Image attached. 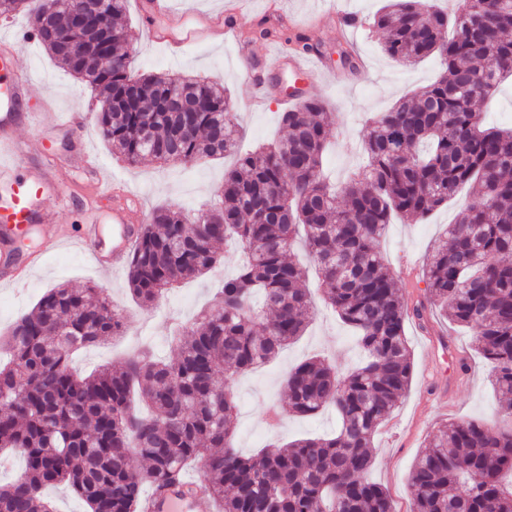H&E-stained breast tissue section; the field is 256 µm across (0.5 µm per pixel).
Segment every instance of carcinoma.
Returning a JSON list of instances; mask_svg holds the SVG:
<instances>
[{"label": "carcinoma", "mask_w": 512, "mask_h": 512, "mask_svg": "<svg viewBox=\"0 0 512 512\" xmlns=\"http://www.w3.org/2000/svg\"><path fill=\"white\" fill-rule=\"evenodd\" d=\"M127 0H104L106 31L72 23L65 5L44 16L43 0H0V15L27 16L39 42L64 69L87 81L99 103L96 126L129 164L236 157L197 211L160 205L137 233L128 287L142 307L175 283L214 271L217 248L233 241L244 257L174 337L168 362L143 349L117 367L85 376L75 352L123 332L104 290L58 286L13 324L0 346V450L25 467L0 485V512H52L44 490L68 485L90 512H144L145 488L162 492L195 465L219 512H394L369 478L374 436L412 377L405 324L425 327L430 306L469 328L491 360L498 418L444 424L409 472L410 512H512V129L473 120L474 104L512 76V0H473L450 13L425 0H389L374 19L384 51L405 65L435 55L430 85L401 97L369 126L365 169L341 191L321 174L330 141L325 103L302 99L281 113L283 135L241 154L237 113L224 88L168 74L133 73L120 19ZM453 26V37L443 30ZM259 38L309 50L282 24ZM467 186L471 200L448 225L424 270L425 300L412 305L380 251L393 216L423 218ZM303 236L322 298L357 335L361 362L346 371L318 357L285 379L288 414L332 409L336 432L244 456L235 448L236 378L276 359L308 325L311 291L289 257Z\"/></svg>", "instance_id": "obj_1"}]
</instances>
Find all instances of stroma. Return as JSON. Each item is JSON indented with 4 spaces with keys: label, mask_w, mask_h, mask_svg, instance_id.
<instances>
[{
    "label": "stroma",
    "mask_w": 512,
    "mask_h": 512,
    "mask_svg": "<svg viewBox=\"0 0 512 512\" xmlns=\"http://www.w3.org/2000/svg\"><path fill=\"white\" fill-rule=\"evenodd\" d=\"M139 0H128L126 27L128 43L135 55L136 73H171L196 77L224 86L238 114L241 146L250 149L277 137L284 110L277 98H270L259 111L251 110V88L239 77V46H247L255 58L278 53L276 44L256 39L255 33L280 19L293 34L299 35L316 51L334 53L336 47L349 49L362 60L366 74L350 82L349 71L332 62L326 75L304 76L305 96L325 101L332 113L329 130L331 147L325 158V173L330 182L341 183L365 162L362 152L365 126L375 114L388 111L399 98L432 83L441 70L438 57L406 66L386 55L383 32L373 24L374 16L386 0H240V11L229 22L238 28L241 44L202 41L187 47L178 62L148 37L138 8ZM355 11L364 23L356 33L338 30L335 12ZM14 55L28 71L31 103L50 101L60 112L95 113L96 101L85 83L60 68L37 43H18ZM20 136L28 140L27 161L45 163L53 156H68L76 144L98 156L106 175L121 180L120 192L103 190L83 169L71 170L68 181L70 202L60 206L49 200L45 211L56 214L68 239L56 242L42 234L34 236V250L43 252L44 263L28 282L18 288L0 285V335L21 314L30 311L51 288L97 286L105 289L113 304L126 319L124 335L109 339L83 351L75 358L77 371L88 372L101 364H117L151 348L157 356L176 359L178 350L170 338L174 321L191 319L211 301L216 281L232 272L238 263L236 250L221 251V264L205 276L182 281L151 308L136 304L128 291L126 269L108 270L92 262L73 235L82 225L98 224L104 236L112 234V208L126 196L142 199L146 209L161 204L196 208L207 201L230 166V159L205 163L156 165L143 162L133 166L113 155L111 147L96 133L94 124L75 132L56 134L48 150H41L31 128L21 126ZM467 199L459 192L448 205L434 211L426 220L393 219L381 241V250L398 287L410 300L424 293L423 266L435 239L454 223ZM406 335L412 355V379L403 402L393 412L373 440L375 455L372 481L389 493L395 512H410L408 473L430 438L444 424L459 420L489 421L498 412L497 397L490 384L491 363L472 348L469 331L433 315L426 329L407 322ZM320 355L337 365H355L362 357L352 330L326 307L321 295L312 300V319L307 331L290 344L272 364L237 378L235 393L239 403L236 446L249 455L270 444H283L296 438L331 432L336 417L325 410L309 417H285L271 426L267 407L286 400L283 385L288 369L302 360Z\"/></svg>",
    "instance_id": "1"
}]
</instances>
